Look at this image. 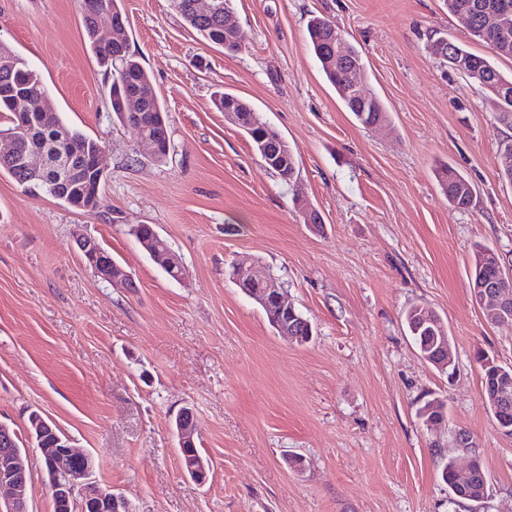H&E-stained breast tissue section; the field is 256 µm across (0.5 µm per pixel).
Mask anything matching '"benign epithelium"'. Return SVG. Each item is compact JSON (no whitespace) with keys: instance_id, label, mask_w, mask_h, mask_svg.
<instances>
[{"instance_id":"7a95c632","label":"benign epithelium","mask_w":512,"mask_h":512,"mask_svg":"<svg viewBox=\"0 0 512 512\" xmlns=\"http://www.w3.org/2000/svg\"><path fill=\"white\" fill-rule=\"evenodd\" d=\"M487 27L491 30L493 39L500 45L512 41V25L497 16L487 19ZM8 142L7 149L0 150V159L5 161L21 158L23 167L29 177L23 187L33 189L28 181L40 179L43 159L40 156H19L18 140L15 131L0 134ZM78 247L84 263L94 274L107 282L123 280L130 282L121 267L112 265L105 258L103 246L92 236L79 239ZM164 267L180 281L185 276V268L178 257L171 251H165L160 258ZM250 278L251 282L260 286L252 291L253 298L277 306L281 319L282 333L296 340L292 329L288 328L290 320L296 317L294 304L288 293L274 280H267L263 270L256 264L248 266L239 264L236 268V278ZM474 300L479 305L489 304L491 319L496 322L512 321V274L500 271L495 279H483L472 290ZM483 366L489 369L494 377L498 395L493 411L500 422L497 429L505 436H512V423L509 422V405L512 404V367L504 369L492 359L486 357ZM191 410L185 408L177 414V425L174 428L180 448L188 449L195 443V417H187ZM36 428L34 440L42 456L48 462L46 485L56 508L60 512H131L130 504L123 496L93 480V459L91 455L62 439L55 426L48 423L38 414L32 416ZM211 471L210 463L202 456L193 460L190 472L193 480L204 483ZM26 469L22 463V452L17 448L16 431L0 424V512H30L29 486L25 479Z\"/></svg>"}]
</instances>
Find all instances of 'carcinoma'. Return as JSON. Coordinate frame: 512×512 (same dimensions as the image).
Returning a JSON list of instances; mask_svg holds the SVG:
<instances>
[{"mask_svg": "<svg viewBox=\"0 0 512 512\" xmlns=\"http://www.w3.org/2000/svg\"><path fill=\"white\" fill-rule=\"evenodd\" d=\"M178 4L176 12L183 21L203 39L224 47L228 52L241 50L238 34L224 24V12L232 10V0H218L219 8L206 16L196 13V0H175ZM501 0H444V5L451 14L466 11L472 18L470 34L484 43L493 56L468 53L466 70L462 72L470 81L483 87L494 106L495 118L498 122L512 126V76L502 74L495 66L492 58H512V42L507 46L492 44L483 37L482 28L485 17ZM103 10L112 12V20L122 27L127 18L121 0H82L83 27L85 37L99 60L100 64L112 73V84L109 90L112 112L122 118L124 108L121 99L126 95H136L140 99V109L127 117V122L135 126L139 134L148 136L155 143V160L166 159L170 139L156 137L159 132L158 120L167 118L166 110L154 88L148 72L129 51L128 43L102 45L95 38L93 27L94 17ZM308 36L313 53L328 82L336 89V93L347 111L366 127L376 129L388 123V112L380 98H357L348 80L347 65L362 57L351 45H345L349 56L343 62L336 63V33L339 28L327 16H315L309 20ZM23 89L38 94L46 91L38 73L31 68L25 59L12 50L0 46V115L7 119V129L15 128L12 117L19 111L18 99L14 91ZM216 106L221 111L235 112L239 115V128L248 136L266 167L273 170L283 182L290 183L298 175L296 157L288 142L271 126L262 120L242 99L222 93L216 98ZM20 153L44 155L55 163L60 157L75 154L83 162L81 172L71 176L63 184L54 178L53 167L45 173L42 190L54 198L77 203L87 201L94 187V174L87 160L93 158L102 143L85 135L80 130L66 124L56 112L24 110V128L18 133ZM438 182L448 199V203L458 209H468L473 204L474 188L469 180L451 166L444 165L437 171ZM488 249L476 251L471 268L472 277L493 273L492 258L487 255ZM423 306H412L405 313V323L410 336L420 352L438 353L437 336L440 330L422 325L421 312ZM478 477L468 486H460L456 481L453 464L446 463L443 479L457 498L473 501L480 497L479 489L483 486V478L487 473L479 461H473Z\"/></svg>", "mask_w": 512, "mask_h": 512, "instance_id": "obj_1", "label": "carcinoma"}]
</instances>
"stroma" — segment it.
Wrapping results in <instances>:
<instances>
[{
  "mask_svg": "<svg viewBox=\"0 0 512 512\" xmlns=\"http://www.w3.org/2000/svg\"><path fill=\"white\" fill-rule=\"evenodd\" d=\"M122 6L169 116L161 162L137 153L136 130L113 114L80 0H0V44L40 75L64 122L105 143L107 169L90 213L0 173V422L23 438L39 413L133 512H512V438L482 404L478 359L512 366V327L492 324L469 284L479 245L512 272V184L498 166L512 128L426 41L435 29L470 52L486 46L443 0H234L237 53L204 41L170 0ZM318 14L360 52L385 129L357 123L326 81L306 32ZM218 92L288 141L294 185L217 109ZM441 164L474 185L469 209L448 204ZM137 224L168 241L182 280L148 258ZM86 234L133 287L85 265ZM241 261L283 282L313 327L308 343L279 336L237 288L229 270ZM413 305L442 318L454 373L420 356L404 324ZM427 395L445 407L432 428L417 416ZM184 407L212 465L202 485L172 431ZM475 458L488 495L456 501L442 469Z\"/></svg>",
  "mask_w": 512,
  "mask_h": 512,
  "instance_id": "obj_1",
  "label": "stroma"
}]
</instances>
